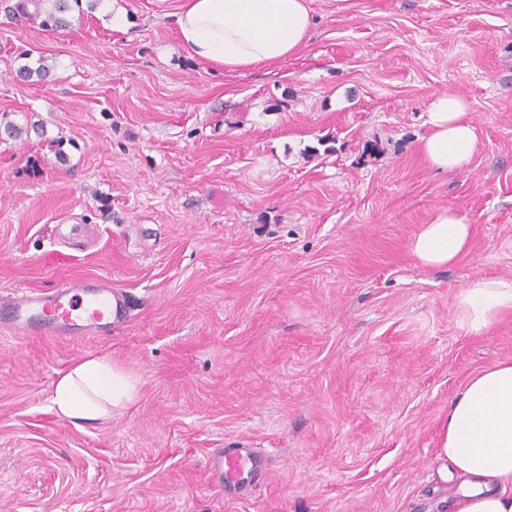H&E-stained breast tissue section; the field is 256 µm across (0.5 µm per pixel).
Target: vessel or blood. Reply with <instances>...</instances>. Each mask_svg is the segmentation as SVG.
<instances>
[{"mask_svg":"<svg viewBox=\"0 0 512 512\" xmlns=\"http://www.w3.org/2000/svg\"><path fill=\"white\" fill-rule=\"evenodd\" d=\"M126 315L125 304L110 286H78L74 280L63 279L47 290H24L0 304V318L21 331L56 335L73 331L109 328ZM260 459L238 448L214 453L211 479L219 485L237 484L245 470L260 469Z\"/></svg>","mask_w":512,"mask_h":512,"instance_id":"vessel-or-blood-1","label":"vessel or blood"}]
</instances>
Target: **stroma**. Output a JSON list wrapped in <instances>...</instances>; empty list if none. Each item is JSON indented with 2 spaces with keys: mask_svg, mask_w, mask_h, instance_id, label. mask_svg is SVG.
Wrapping results in <instances>:
<instances>
[{
  "mask_svg": "<svg viewBox=\"0 0 512 512\" xmlns=\"http://www.w3.org/2000/svg\"><path fill=\"white\" fill-rule=\"evenodd\" d=\"M100 0L67 27L0 0V302L63 278L128 301L111 332L0 323V512H449L436 448L470 377L512 361V310L462 304L512 278V0H308L305 46L240 71L191 58L184 0ZM45 64V80L18 77ZM478 143L438 172L434 96ZM456 208L470 250L420 263ZM100 356L136 396L77 426L49 398ZM220 448L264 470L211 483ZM430 134L422 141L428 164L440 171L467 168L476 148L473 118L466 101L455 94H440L428 111ZM471 233V224L463 216L443 209L415 236L412 251L425 265L452 264L469 249ZM463 304L471 326L485 328L500 312L512 309V280L476 279L466 287Z\"/></svg>",
  "mask_w": 512,
  "mask_h": 512,
  "instance_id": "obj_1",
  "label": "stroma"
}]
</instances>
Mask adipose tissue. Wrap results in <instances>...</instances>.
I'll return each instance as SVG.
<instances>
[{"mask_svg":"<svg viewBox=\"0 0 512 512\" xmlns=\"http://www.w3.org/2000/svg\"><path fill=\"white\" fill-rule=\"evenodd\" d=\"M191 55L230 71L287 58L308 40L313 16L306 0H184L176 16ZM430 133L422 141L428 164L440 171L466 169L476 148L466 101L440 94L428 111ZM471 226L443 209L415 236L412 251L422 264L443 266L470 247ZM463 304L474 329L512 309L511 279H477ZM135 387L104 358L91 357L62 374L50 397L52 409L75 425L102 423L113 408L131 402ZM436 458L438 472L461 481L452 512H512V362L471 377L448 411Z\"/></svg>","mask_w":512,"mask_h":512,"instance_id":"1","label":"adipose tissue"}]
</instances>
